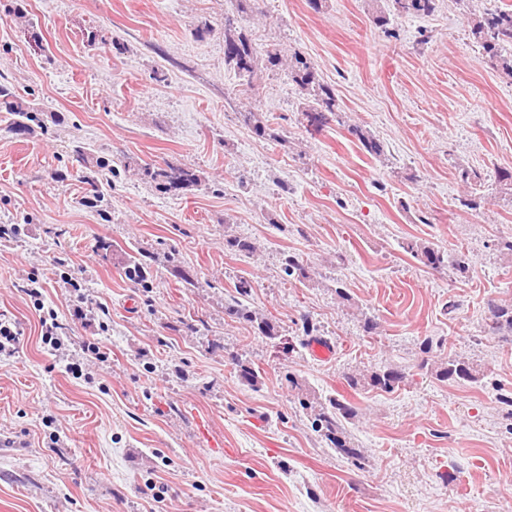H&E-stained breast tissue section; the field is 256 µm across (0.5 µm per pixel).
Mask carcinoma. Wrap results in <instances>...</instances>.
Here are the masks:
<instances>
[{"label":"carcinoma","instance_id":"cac0c4a2","mask_svg":"<svg viewBox=\"0 0 512 512\" xmlns=\"http://www.w3.org/2000/svg\"><path fill=\"white\" fill-rule=\"evenodd\" d=\"M393 8L406 14L429 17L439 9L440 0H391ZM471 32L478 40L490 65L501 73L512 78V6L486 9L479 13H471L468 17ZM224 66L244 78V87L240 93L250 97L258 92L259 81L263 71L273 67L287 68L288 80L295 86L298 95L297 111L301 112L307 122L306 131L318 134L328 127L331 122L339 120L340 104L336 90L323 83L314 65L302 54L293 52L290 56L282 54L279 47L259 51L247 27L238 20L224 19ZM0 108L10 115V125L21 131L28 127V122L34 120V115L22 103L15 100V95L5 85L0 84ZM244 121L251 126L259 137H274L271 129L265 123L263 113L259 110H249L244 113ZM365 150L376 157L384 155L383 144L370 132L354 129ZM89 148L76 145L72 150V158L80 166L86 168L95 164L94 175L85 177V182L92 188L99 187L100 182L108 180V175L115 172L110 162L103 159L89 160ZM146 182L161 190H180L197 182V175L190 169L168 164L164 168H142ZM407 250L417 257L425 266L438 269L447 265L460 273L467 266L463 256L458 255L448 259V255L424 243L409 242ZM252 281L246 278L235 285V296L227 302L225 309L232 315L257 322L258 329L265 335L273 333V325L265 317H257L244 305L252 292ZM492 328L498 331L507 330L512 333V305L492 304L489 307ZM436 377L441 380L466 381L476 380V369L467 361L460 358H450L440 363ZM402 371L386 367L369 373L351 374L347 376L348 386L354 390H379L391 392L403 381ZM353 408L346 402L333 398L328 400V406L314 420L315 430L320 432L330 444L342 452L354 464L361 462L360 451L347 441L341 428V422L351 418Z\"/></svg>","mask_w":512,"mask_h":512}]
</instances>
